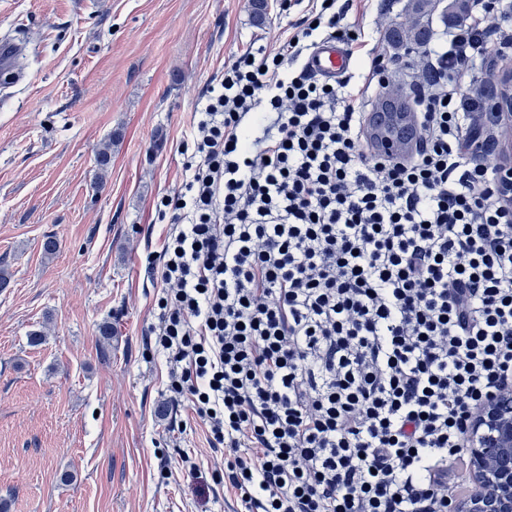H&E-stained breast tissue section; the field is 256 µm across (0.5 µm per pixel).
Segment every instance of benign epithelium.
I'll return each mask as SVG.
<instances>
[{
	"instance_id": "benign-epithelium-1",
	"label": "benign epithelium",
	"mask_w": 512,
	"mask_h": 512,
	"mask_svg": "<svg viewBox=\"0 0 512 512\" xmlns=\"http://www.w3.org/2000/svg\"><path fill=\"white\" fill-rule=\"evenodd\" d=\"M493 110L512 109V76L498 77ZM468 469L464 487L448 496V512H512V397L488 400L474 416L466 437Z\"/></svg>"
}]
</instances>
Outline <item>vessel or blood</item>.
I'll list each match as a JSON object with an SVG mask.
<instances>
[{
    "label": "vessel or blood",
    "mask_w": 512,
    "mask_h": 512,
    "mask_svg": "<svg viewBox=\"0 0 512 512\" xmlns=\"http://www.w3.org/2000/svg\"><path fill=\"white\" fill-rule=\"evenodd\" d=\"M27 46L21 34L0 38V77L16 79V58ZM309 69L326 80H340L352 69L353 58L336 39L322 42L306 59ZM418 114L410 90L378 98L368 116V142L373 150L398 158L411 156L416 148Z\"/></svg>",
    "instance_id": "obj_1"
}]
</instances>
